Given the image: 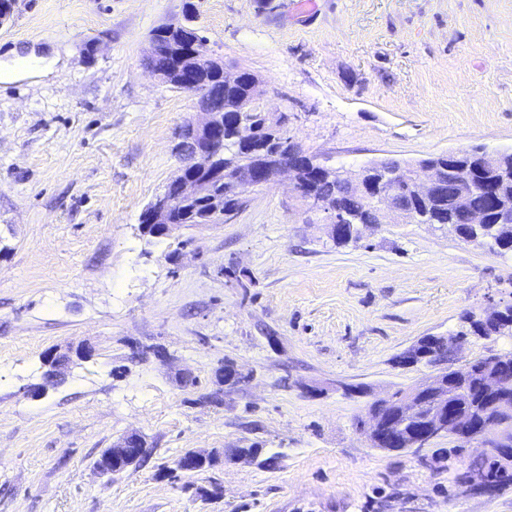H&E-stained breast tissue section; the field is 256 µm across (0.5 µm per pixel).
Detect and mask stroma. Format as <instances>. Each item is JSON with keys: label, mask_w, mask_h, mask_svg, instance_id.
I'll return each instance as SVG.
<instances>
[{"label": "stroma", "mask_w": 512, "mask_h": 512, "mask_svg": "<svg viewBox=\"0 0 512 512\" xmlns=\"http://www.w3.org/2000/svg\"><path fill=\"white\" fill-rule=\"evenodd\" d=\"M191 5L330 167L512 151V0H19L0 25V512H512V489L458 482L479 445L428 467L355 428L429 375L401 352L512 303V256L446 224L336 245L284 179L233 223L140 231L196 112L149 38ZM85 342L25 396L46 350ZM227 363L243 381H217ZM131 432L146 461L104 485L95 460ZM191 448L269 463L170 477Z\"/></svg>", "instance_id": "1"}]
</instances>
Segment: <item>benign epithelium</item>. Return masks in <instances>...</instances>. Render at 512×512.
Instances as JSON below:
<instances>
[{
    "mask_svg": "<svg viewBox=\"0 0 512 512\" xmlns=\"http://www.w3.org/2000/svg\"><path fill=\"white\" fill-rule=\"evenodd\" d=\"M216 62L221 66L224 74V83L236 84L241 76V69L224 66V62L213 56L206 49V41H193L191 60L187 63L186 76L176 71L169 73L164 70L152 69L162 83L169 86H180L182 90L197 98V118L190 122L189 130L185 133V146L183 154L187 160L180 168L178 176L170 183L171 191L165 192L155 198L146 214L147 223L157 225L158 231L164 236H173L183 228V225L174 221V213L179 202L183 199L199 197L207 192L208 184L197 179L199 174H208L214 177H224V185L227 186V196L232 200V205L224 208V212L213 224L230 223L234 221L241 210L249 201L254 188L277 181L280 177H288L289 189L294 197L307 202L311 207L323 213V220L336 232L337 228L348 221L347 213L340 207L325 206L324 202L317 201L303 189L301 176L304 171L316 167L324 172H336V169L328 167L317 161L316 158L297 147L290 154L281 152L266 153L265 149L257 148L248 153L240 152L243 145H252L259 142L260 132L254 124L252 115L255 111H267L264 97L266 91L257 90L247 109L240 113L236 124L234 137L224 138V113L211 109L205 95V89L201 82L197 81L196 67L202 63ZM482 164L508 174L512 169V153L508 151L488 153L481 156ZM193 168L192 173H186V168ZM448 170L454 172L459 181L460 191L456 203L464 213L466 223L469 225L486 224L489 222L487 214L475 211L469 207L468 187L472 186V177L469 169L460 166H448ZM440 178V169L436 165L416 168H402L394 172H381L380 182L382 188L374 193L376 203L377 223L382 219H389V223L408 222L407 214L402 212L398 205L397 182L409 183L411 191L419 198H427L433 195ZM431 348L416 353V357L404 354L400 357V364L407 367L413 366L415 358L432 360L436 357L437 347L450 346L461 348L464 342L462 336H432ZM90 353V347L81 345L55 347L44 358L50 367V380L61 377V372L68 369L73 357L84 358ZM450 372L439 368L420 381L404 389L400 400L395 402V412L386 422L378 417L369 418V422L359 428V432L365 437L373 448H383L385 430L399 431L405 425L417 417L423 410L425 401H431V411L426 418L423 431L409 441L407 450L422 452L432 443L441 438H454L462 444L478 442L484 447V454L490 457H498L504 462L512 463V448L506 447V435L512 432V405L503 409V415L497 422L489 426L484 432L475 434L472 428L462 419H457L448 414V382ZM146 452L139 446V436L128 435L113 443L112 453L108 455L106 463L95 466L100 476L112 472L120 474L125 469V464L133 459H138Z\"/></svg>",
    "mask_w": 512,
    "mask_h": 512,
    "instance_id": "1",
    "label": "benign epithelium"
}]
</instances>
